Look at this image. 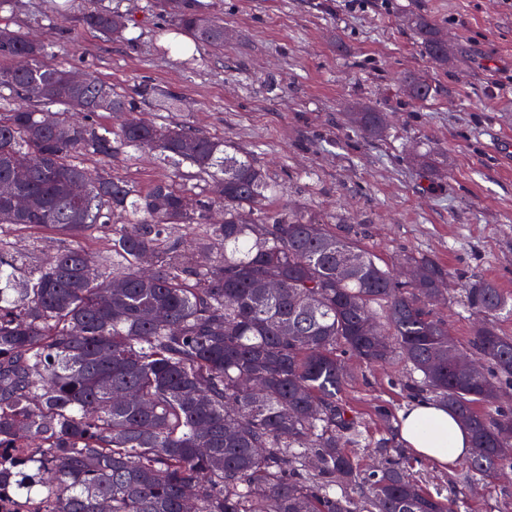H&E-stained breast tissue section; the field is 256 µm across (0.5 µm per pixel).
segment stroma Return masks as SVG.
Returning <instances> with one entry per match:
<instances>
[{
    "mask_svg": "<svg viewBox=\"0 0 512 512\" xmlns=\"http://www.w3.org/2000/svg\"><path fill=\"white\" fill-rule=\"evenodd\" d=\"M21 0L0 13L48 49L47 63L68 62L131 99L157 123L182 124L223 137L263 167L276 184L275 203L352 227L351 238L378 264L400 267L409 255L434 259L450 276L437 308L462 345L475 316L465 285L488 280L512 299V5L503 0H387L351 10L342 0H204L224 23V48L212 51L167 30L150 0H115L135 26L110 40L80 18L92 0ZM424 17L448 41V64L425 55L411 25ZM426 79L434 96L408 101L400 81ZM175 99L160 110L142 85ZM354 112L386 115L383 136L366 138ZM148 188L171 164L128 152L109 162L81 156ZM109 228L74 238L47 229L0 228V253L16 277L42 268L74 245L94 256L109 247ZM342 393L358 417L361 442L350 453L362 469L385 465L378 440L399 439L401 415L414 398L410 367L399 359L354 364ZM400 459L428 491L455 493L461 512H512V481L472 488L454 468L401 447Z\"/></svg>",
    "mask_w": 512,
    "mask_h": 512,
    "instance_id": "35a3bbf8",
    "label": "stroma"
}]
</instances>
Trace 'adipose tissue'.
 <instances>
[{"mask_svg":"<svg viewBox=\"0 0 512 512\" xmlns=\"http://www.w3.org/2000/svg\"><path fill=\"white\" fill-rule=\"evenodd\" d=\"M401 437L418 455L452 466L470 450L469 433L443 405L422 401L404 414Z\"/></svg>","mask_w":512,"mask_h":512,"instance_id":"1","label":"adipose tissue"}]
</instances>
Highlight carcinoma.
<instances>
[{"instance_id":"1","label":"carcinoma","mask_w":512,"mask_h":512,"mask_svg":"<svg viewBox=\"0 0 512 512\" xmlns=\"http://www.w3.org/2000/svg\"><path fill=\"white\" fill-rule=\"evenodd\" d=\"M162 2L171 29L224 49V24L200 0ZM123 17L98 0L82 22L124 40ZM412 26L448 65L437 27ZM45 54L0 27V59L27 58L24 70L0 67V181L28 201L19 212L0 196V227L79 237L110 224L112 274L79 245L21 281L0 257V512H459L456 496L426 491L399 463L363 471L348 453L362 437L341 399L348 356L410 365L411 394L448 406L469 432L473 487L512 468V415L499 409L512 336L497 326L509 305L499 288L480 279L465 289L481 317V369L463 376L464 350L434 313L447 277L436 261L409 256L417 277L398 279L355 246L350 225L271 207L266 172L230 141L147 121L92 76L69 84L70 68ZM405 93L421 105L434 89L411 78ZM102 112L124 114L120 129L95 120ZM351 121L368 137L383 132L380 112ZM128 148L171 162L173 177L142 190L70 160ZM176 227L209 262L182 253Z\"/></svg>"}]
</instances>
